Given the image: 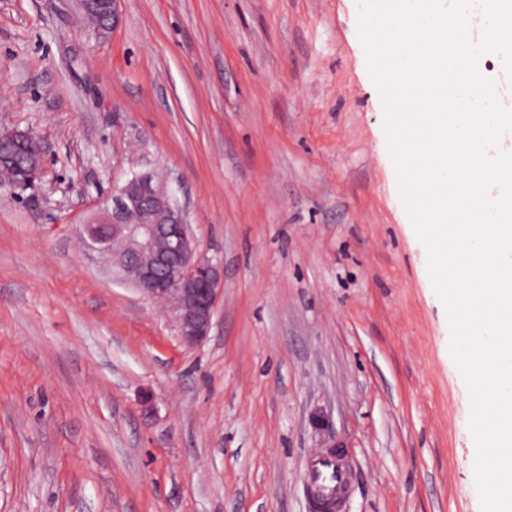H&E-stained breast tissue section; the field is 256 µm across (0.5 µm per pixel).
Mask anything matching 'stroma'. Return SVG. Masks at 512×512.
Masks as SVG:
<instances>
[{"mask_svg":"<svg viewBox=\"0 0 512 512\" xmlns=\"http://www.w3.org/2000/svg\"><path fill=\"white\" fill-rule=\"evenodd\" d=\"M0 0V130L35 134L37 201L0 187V512H481L468 388L399 198L356 0ZM223 266L211 331L113 276L83 222L141 161ZM102 3L100 4V10L106 14L109 23L106 24V20L99 14L91 13V14H82L84 20L92 28L93 31L95 29L102 27L105 31L104 34L113 32L116 26L119 23L120 14H119V3L121 0H100ZM303 479L316 512L342 511L350 475L341 460L315 455Z\"/></svg>","mask_w":512,"mask_h":512,"instance_id":"35a3bbf8","label":"stroma"}]
</instances>
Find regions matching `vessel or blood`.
<instances>
[{"label":"vessel or blood","instance_id":"b4317fda","mask_svg":"<svg viewBox=\"0 0 512 512\" xmlns=\"http://www.w3.org/2000/svg\"><path fill=\"white\" fill-rule=\"evenodd\" d=\"M304 483L315 512H342L350 475L341 460L314 456L304 473Z\"/></svg>","mask_w":512,"mask_h":512}]
</instances>
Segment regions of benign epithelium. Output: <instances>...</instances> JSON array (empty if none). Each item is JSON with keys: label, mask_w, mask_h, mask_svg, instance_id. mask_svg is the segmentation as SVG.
<instances>
[{"label": "benign epithelium", "mask_w": 512, "mask_h": 512, "mask_svg": "<svg viewBox=\"0 0 512 512\" xmlns=\"http://www.w3.org/2000/svg\"><path fill=\"white\" fill-rule=\"evenodd\" d=\"M120 0H102L109 23H119ZM28 150L24 181L9 184L17 196L36 198L46 177L44 150L28 131L0 132V146ZM88 245L100 250L112 274L131 283L144 297L171 307L178 334L188 345L210 333L223 269L219 261L197 254L186 210L172 187L150 169H132L115 187L112 200L100 202L84 222Z\"/></svg>", "instance_id": "1"}]
</instances>
